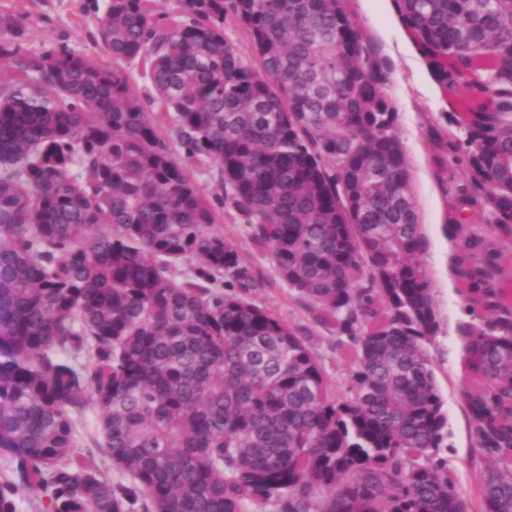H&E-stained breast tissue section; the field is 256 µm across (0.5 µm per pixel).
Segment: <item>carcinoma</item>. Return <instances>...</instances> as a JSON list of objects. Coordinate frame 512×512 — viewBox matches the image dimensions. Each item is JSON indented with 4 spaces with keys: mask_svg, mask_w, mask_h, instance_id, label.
I'll return each mask as SVG.
<instances>
[{
    "mask_svg": "<svg viewBox=\"0 0 512 512\" xmlns=\"http://www.w3.org/2000/svg\"><path fill=\"white\" fill-rule=\"evenodd\" d=\"M392 2L435 83L469 91L462 137L430 145L480 312L460 327L479 508L512 512V0ZM353 3L106 0L103 56L29 51L0 17V512L21 490L36 512H472L440 456L390 70ZM226 209L335 335L342 391L313 327L256 302ZM92 405L112 478L76 452Z\"/></svg>",
    "mask_w": 512,
    "mask_h": 512,
    "instance_id": "cac0c4a2",
    "label": "carcinoma"
}]
</instances>
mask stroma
<instances>
[{"mask_svg":"<svg viewBox=\"0 0 512 512\" xmlns=\"http://www.w3.org/2000/svg\"><path fill=\"white\" fill-rule=\"evenodd\" d=\"M0 13L24 14L29 18L27 46L33 50L67 45L78 53H98L102 46L95 41L96 0H0ZM422 90L411 93L399 80H392L389 93L398 112L397 133L403 143L412 175L420 221L426 239L421 260L433 267L448 241L441 226L448 221V206L437 181H425L419 175L422 160L428 159V138L439 133L444 139L459 136V129L446 119L447 112L459 109L457 98L440 93L428 71L416 76ZM252 266L264 287L257 294L261 306L277 313L288 322L306 324L307 318L292 297V291L280 279L274 264L265 257L256 256ZM433 297L439 320V329L427 350L435 372L439 390L448 409V446L441 452L448 461L456 487L460 493L472 494L477 485V469L473 461L476 442L460 419L466 413L461 391L463 380L455 375L457 345L460 340L457 327L466 298L457 288L446 287L441 281L433 283Z\"/></svg>","mask_w":512,"mask_h":512,"instance_id":"35a3bbf8","label":"stroma"}]
</instances>
